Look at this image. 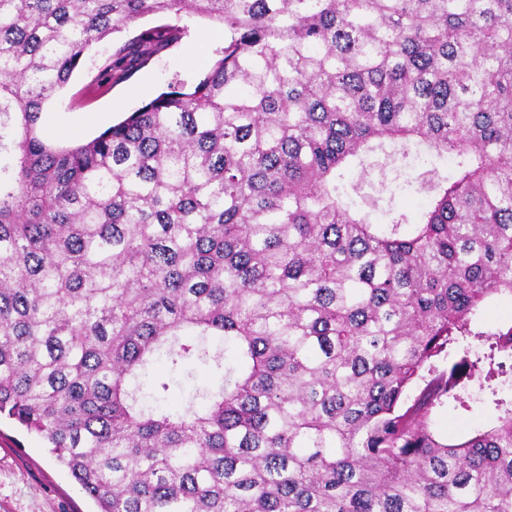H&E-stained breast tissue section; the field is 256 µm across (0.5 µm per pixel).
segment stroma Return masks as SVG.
<instances>
[{
    "label": "stroma",
    "mask_w": 512,
    "mask_h": 512,
    "mask_svg": "<svg viewBox=\"0 0 512 512\" xmlns=\"http://www.w3.org/2000/svg\"><path fill=\"white\" fill-rule=\"evenodd\" d=\"M166 23L179 28L176 41L154 53L144 65L132 69L122 82L115 84L101 78V70L118 48L141 30ZM223 46L221 24L195 15L166 19L155 15L142 17L95 46L48 109L76 119L91 112L123 116L158 96L168 84L180 82L193 86ZM433 167L443 173L453 169L446 159L426 156L408 159L399 179L377 168L365 173L353 169L346 173L344 182L358 185L364 198L376 195L381 185H388L394 193L395 209L413 219L428 199L409 186L408 180ZM154 373L170 384L165 400L159 403L163 409L182 407L195 389L218 381L217 373L210 367L193 362L174 372L161 362ZM468 404L464 410L448 401L434 409L427 419L430 429L438 437L452 441L486 429L492 419L491 408L476 394ZM93 509L92 501L69 471L49 454L40 437L23 432L9 422L0 423V512H93Z\"/></svg>",
    "instance_id": "stroma-1"
}]
</instances>
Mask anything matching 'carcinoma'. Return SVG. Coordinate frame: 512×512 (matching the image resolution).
<instances>
[{
    "label": "carcinoma",
    "mask_w": 512,
    "mask_h": 512,
    "mask_svg": "<svg viewBox=\"0 0 512 512\" xmlns=\"http://www.w3.org/2000/svg\"><path fill=\"white\" fill-rule=\"evenodd\" d=\"M183 13L224 25L204 77L54 144L93 47ZM412 153L454 162L416 222L354 206L343 171ZM506 293L512 0H0V419L96 512H512V327L472 329ZM160 357L219 382L160 412ZM471 380L492 424L444 441Z\"/></svg>",
    "instance_id": "1"
}]
</instances>
